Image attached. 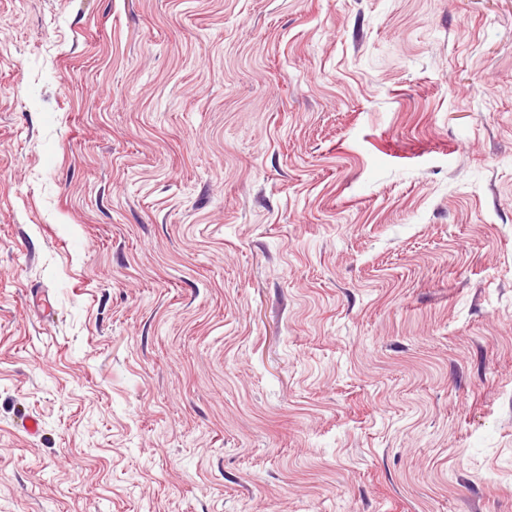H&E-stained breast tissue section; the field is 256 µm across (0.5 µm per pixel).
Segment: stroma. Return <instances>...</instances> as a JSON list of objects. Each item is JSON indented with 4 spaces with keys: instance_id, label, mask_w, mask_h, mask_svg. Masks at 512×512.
I'll use <instances>...</instances> for the list:
<instances>
[{
    "instance_id": "35a3bbf8",
    "label": "stroma",
    "mask_w": 512,
    "mask_h": 512,
    "mask_svg": "<svg viewBox=\"0 0 512 512\" xmlns=\"http://www.w3.org/2000/svg\"><path fill=\"white\" fill-rule=\"evenodd\" d=\"M0 512H512V0H0Z\"/></svg>"
}]
</instances>
